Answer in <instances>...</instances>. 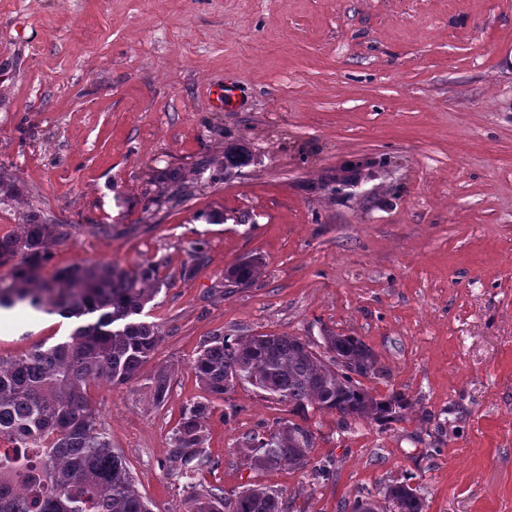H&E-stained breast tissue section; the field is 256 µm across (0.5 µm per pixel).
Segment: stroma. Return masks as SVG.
<instances>
[{
  "label": "stroma",
  "instance_id": "35a3bbf8",
  "mask_svg": "<svg viewBox=\"0 0 512 512\" xmlns=\"http://www.w3.org/2000/svg\"><path fill=\"white\" fill-rule=\"evenodd\" d=\"M169 168L184 188L163 203ZM0 169L22 190L0 235L30 209L65 226L45 276L159 269L155 356L89 389L153 512L188 510L161 464L204 397L201 343L260 333L360 337L382 366L365 387L410 407L388 426L308 409L312 459L334 466L317 482L235 453L289 415L238 385L213 401L205 484L338 512L408 476L426 512H512V0H0ZM250 256L261 277L225 286ZM75 326L17 306L0 357Z\"/></svg>",
  "mask_w": 512,
  "mask_h": 512
}]
</instances>
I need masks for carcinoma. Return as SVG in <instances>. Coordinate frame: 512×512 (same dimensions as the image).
I'll list each match as a JSON object with an SVG mask.
<instances>
[{"label":"carcinoma","instance_id":"cac0c4a2","mask_svg":"<svg viewBox=\"0 0 512 512\" xmlns=\"http://www.w3.org/2000/svg\"><path fill=\"white\" fill-rule=\"evenodd\" d=\"M63 235L54 218L28 212L17 231L0 236V268H9V277H0V309L26 304L67 319L88 317L65 341L40 345L21 358L0 357V512H152L122 455L112 448L88 388L97 381L122 386L154 357L161 331L141 314L161 289L158 269L75 264L47 280L42 271ZM235 272L250 285L261 276L262 265L242 261ZM324 344L355 365L359 379L324 362L298 336L216 334L203 341L190 368L206 397L183 412L163 464L166 475L185 480L190 512H287L282 492L269 486L253 483L228 498L223 488L205 487L198 479L211 463L205 422L212 399L231 391L230 377L239 376L297 415L311 406L336 413L344 423L400 420L399 411L408 406L404 395L377 398L361 382L381 372L375 352L355 336H327ZM169 390L161 368L151 378L154 403L162 404ZM313 447L309 428L281 420L243 438L236 452L258 470H303ZM390 495L399 512H425L408 478L387 485L379 499L344 502L341 512H384Z\"/></svg>","mask_w":512,"mask_h":512}]
</instances>
